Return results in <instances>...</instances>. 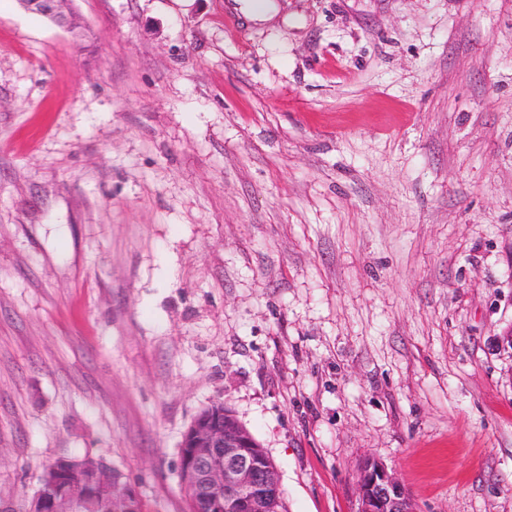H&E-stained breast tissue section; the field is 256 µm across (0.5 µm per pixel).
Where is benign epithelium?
Here are the masks:
<instances>
[{
	"label": "benign epithelium",
	"instance_id": "obj_1",
	"mask_svg": "<svg viewBox=\"0 0 512 512\" xmlns=\"http://www.w3.org/2000/svg\"><path fill=\"white\" fill-rule=\"evenodd\" d=\"M27 11L74 29L65 0H22ZM181 486L204 512H277L282 488L277 468L235 415L215 405L201 412L184 435ZM357 512H415L397 476L368 458L356 480ZM27 512H140V499L113 480L98 461L60 459L44 470Z\"/></svg>",
	"mask_w": 512,
	"mask_h": 512
}]
</instances>
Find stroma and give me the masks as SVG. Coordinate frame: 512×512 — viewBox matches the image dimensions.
Returning <instances> with one entry per match:
<instances>
[{
  "label": "stroma",
  "mask_w": 512,
  "mask_h": 512,
  "mask_svg": "<svg viewBox=\"0 0 512 512\" xmlns=\"http://www.w3.org/2000/svg\"><path fill=\"white\" fill-rule=\"evenodd\" d=\"M0 0V512H186L229 407L286 512H512V0ZM22 4L35 15L45 17L69 30L74 29L73 18L64 8V0H22ZM80 507V509L78 508ZM140 499L103 462L60 459L44 470L27 512H139ZM356 512H415L414 504L397 476L381 462L368 458L356 480Z\"/></svg>",
  "instance_id": "35a3bbf8"
}]
</instances>
